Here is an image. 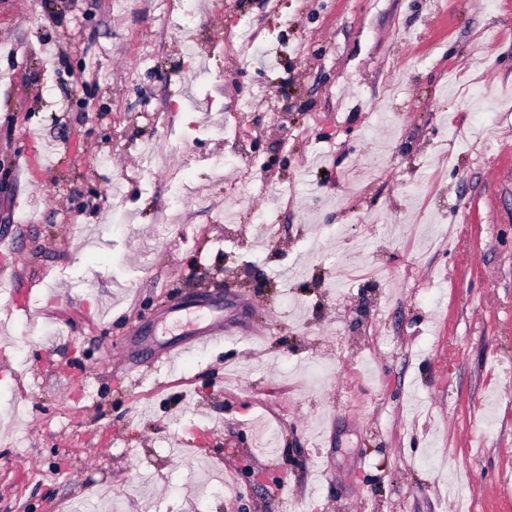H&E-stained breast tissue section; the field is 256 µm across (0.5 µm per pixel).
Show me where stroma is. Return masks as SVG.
Returning a JSON list of instances; mask_svg holds the SVG:
<instances>
[{
    "label": "stroma",
    "mask_w": 512,
    "mask_h": 512,
    "mask_svg": "<svg viewBox=\"0 0 512 512\" xmlns=\"http://www.w3.org/2000/svg\"><path fill=\"white\" fill-rule=\"evenodd\" d=\"M0 235V512H512V0H0ZM224 338V324L219 322H211L207 324L202 330L198 331L195 334L193 341L194 344L189 345L191 342L186 343L180 346L179 350L170 349L168 352H165L163 356L155 357L151 361V365L155 367H159L166 360H171L193 348L199 347L201 345H205L207 343H211L217 341L219 339Z\"/></svg>",
    "instance_id": "obj_1"
}]
</instances>
